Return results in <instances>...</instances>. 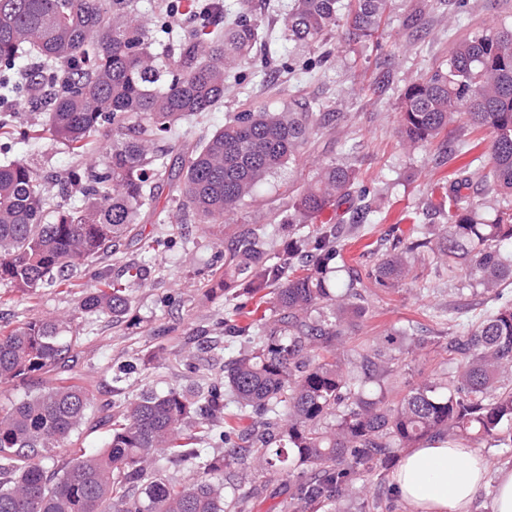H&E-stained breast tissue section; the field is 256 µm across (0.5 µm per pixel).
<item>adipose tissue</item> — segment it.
Returning a JSON list of instances; mask_svg holds the SVG:
<instances>
[{"instance_id": "1", "label": "adipose tissue", "mask_w": 512, "mask_h": 512, "mask_svg": "<svg viewBox=\"0 0 512 512\" xmlns=\"http://www.w3.org/2000/svg\"><path fill=\"white\" fill-rule=\"evenodd\" d=\"M485 483L484 459L462 443L407 449L393 476L407 512H470Z\"/></svg>"}]
</instances>
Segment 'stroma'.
<instances>
[{
  "mask_svg": "<svg viewBox=\"0 0 512 512\" xmlns=\"http://www.w3.org/2000/svg\"><path fill=\"white\" fill-rule=\"evenodd\" d=\"M492 25L512 26V0H393L382 23V43H350L341 31H333L316 51L304 54L310 71L296 70L281 76L275 88L262 85L259 66L234 71L226 83L224 101L200 118L196 129L203 132L223 125L229 115L257 106L279 107L297 97L324 105L338 120L303 150L285 179L263 185L237 214L221 224H189L198 244L186 251L178 244L141 249L122 247L119 257L103 255L99 267L119 274L123 263L146 264L152 275L145 286L132 291V311L142 322L137 335L111 319H81L77 327L83 342L80 370L104 391H111L112 374L121 364L144 357L158 346L167 347L166 361L138 369L121 383L123 394L151 387L159 391L186 385L192 374L179 366L173 354L187 337L204 335L228 308L225 300H205L199 271L215 263L224 239L240 224H267L285 209L287 187L300 186L316 168L330 160H346L359 172L358 185L380 210V221L367 225L361 236L347 240L344 255L361 271L371 270L390 250L393 240L407 238L418 205L439 200L447 191L464 158L448 159L438 145L408 147L398 133L399 95L410 82L447 59L454 39ZM11 156L26 158L44 175L65 176L77 165L65 147L49 138L14 143ZM179 300L170 307L161 300L169 294ZM512 299V288L502 297L481 293L459 310V299L447 276L427 268L422 283L404 280L398 288H370L367 316L360 321L348 343L356 345L393 327L413 328L419 336L448 332L450 317L466 321L496 307L500 298ZM72 297L45 290L36 303L21 298L12 288L0 285V326L13 327L28 317H71ZM442 355L433 347L402 355L395 366L399 386L434 380L446 370ZM476 451L487 463L488 483L477 494L472 512H492L493 487L502 469H512V450L483 443ZM288 476L252 465L233 464L224 469V492L246 504L245 512H280L288 495Z\"/></svg>",
  "mask_w": 512,
  "mask_h": 512,
  "instance_id": "obj_1",
  "label": "stroma"
}]
</instances>
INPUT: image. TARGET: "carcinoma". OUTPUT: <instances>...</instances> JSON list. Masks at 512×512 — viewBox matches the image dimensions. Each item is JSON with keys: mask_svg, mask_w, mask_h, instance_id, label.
<instances>
[{"mask_svg": "<svg viewBox=\"0 0 512 512\" xmlns=\"http://www.w3.org/2000/svg\"><path fill=\"white\" fill-rule=\"evenodd\" d=\"M389 2L291 0L282 38L305 49L340 28L370 40ZM264 44L259 21L246 9L224 16L220 0H177L149 14L139 0H0V91L27 94L37 83L50 95L43 122L19 135L0 125V136L48 135L77 158L92 137H112L106 156L71 169L52 195L27 160L0 162V283L30 298L54 288L74 296V317L108 316L137 334L130 287L145 284L146 265H123V284L94 265L155 212L150 183L176 182L184 215L222 224L335 120L293 98L192 130L224 102L228 70ZM23 58L32 67L20 83ZM456 115L490 134L486 187L500 196L492 213L480 214L464 193L468 163L448 193V223L417 226L363 274L346 264L344 242L376 222L375 210L353 195V166L322 165L289 191L277 222L237 225L222 262L203 274L208 300L269 295L248 323L237 322L235 306L215 323L230 340L250 337L224 362L220 382L143 389L115 410L75 370L81 351L64 336L72 321L41 316L0 328V384L42 377L0 410V512H226L241 503L226 502L210 475L232 461L296 475L282 512H325L373 472L384 476L404 448L460 440L511 448V301L449 326L436 345L456 369L395 404L393 365L426 339L392 328L340 350L366 313L365 280L393 289L421 256L460 294L512 286V29L455 42L447 61L400 95V132L411 145L432 142ZM161 141L179 151V166L157 149ZM245 418L256 420L248 432L238 426ZM84 427L105 430L102 447L75 451ZM213 443L225 454L207 455ZM161 458L195 461L200 477L167 481Z\"/></svg>", "mask_w": 512, "mask_h": 512, "instance_id": "obj_1", "label": "carcinoma"}]
</instances>
